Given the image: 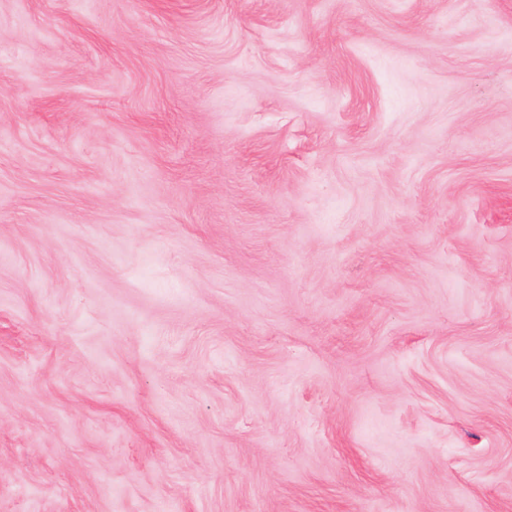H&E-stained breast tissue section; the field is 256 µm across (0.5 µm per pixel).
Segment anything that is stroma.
<instances>
[{
    "label": "stroma",
    "mask_w": 512,
    "mask_h": 512,
    "mask_svg": "<svg viewBox=\"0 0 512 512\" xmlns=\"http://www.w3.org/2000/svg\"><path fill=\"white\" fill-rule=\"evenodd\" d=\"M512 512V0H0V512Z\"/></svg>",
    "instance_id": "35a3bbf8"
}]
</instances>
